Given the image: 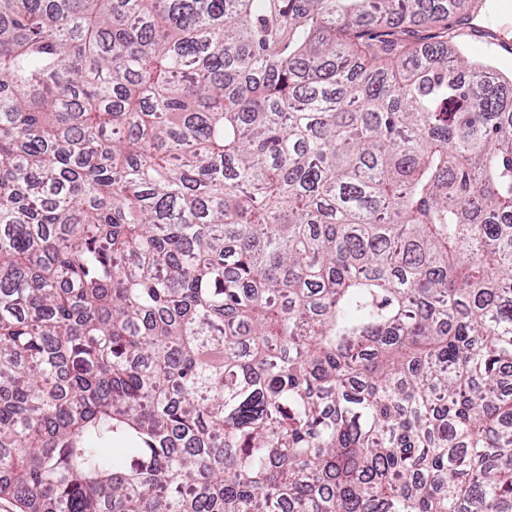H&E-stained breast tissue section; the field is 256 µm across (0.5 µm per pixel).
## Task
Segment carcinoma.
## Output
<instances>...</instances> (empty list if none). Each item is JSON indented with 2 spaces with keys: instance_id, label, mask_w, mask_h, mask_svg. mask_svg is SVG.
I'll list each match as a JSON object with an SVG mask.
<instances>
[{
  "instance_id": "obj_1",
  "label": "carcinoma",
  "mask_w": 512,
  "mask_h": 512,
  "mask_svg": "<svg viewBox=\"0 0 512 512\" xmlns=\"http://www.w3.org/2000/svg\"><path fill=\"white\" fill-rule=\"evenodd\" d=\"M467 1L0 0V497L512 512V81L455 63Z\"/></svg>"
}]
</instances>
